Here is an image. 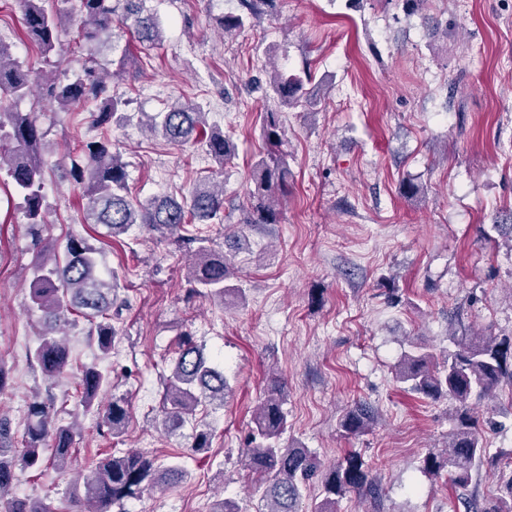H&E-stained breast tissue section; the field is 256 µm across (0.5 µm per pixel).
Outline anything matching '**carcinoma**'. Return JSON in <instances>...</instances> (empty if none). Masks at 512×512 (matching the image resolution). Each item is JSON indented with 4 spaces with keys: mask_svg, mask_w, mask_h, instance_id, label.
Instances as JSON below:
<instances>
[{
    "mask_svg": "<svg viewBox=\"0 0 512 512\" xmlns=\"http://www.w3.org/2000/svg\"><path fill=\"white\" fill-rule=\"evenodd\" d=\"M145 0H77L70 20L77 23L90 51L109 37L114 24L130 30L142 44L154 46L162 41V28L151 14L144 13ZM23 25L42 52L56 49L62 18L48 12L42 0H20ZM276 0H239L241 11L220 18L224 31H239L259 17L262 8L273 9ZM108 71L97 57L89 58L83 73L74 81L43 83L33 81L22 70L10 50L0 40V93L17 98L29 95L33 87L42 96L63 109L99 102L90 113L96 127L121 125L126 119L128 101L112 95L107 82ZM270 87L280 104L288 108L312 103L314 92L305 89L298 75L276 72ZM150 131L174 146L200 138L207 152L219 164L235 156L230 138L216 127L206 126L204 113L191 103L176 102L164 112L147 117ZM263 136L267 157L257 161L252 170L254 188L249 191L250 210L246 223L276 224L280 215V198L288 193V155L281 150L282 138L278 113L263 114ZM45 132L30 113L0 112V167L22 196L21 208L26 218V232L36 244L41 242L47 223L43 206V164L41 146ZM70 174L75 184L84 189V220L101 224L116 238L126 234L135 224H143L161 233L173 234L186 224H209L221 218L224 211V187L214 179L198 180L188 194L176 199L154 197L145 202L132 201L127 192V166L119 152L112 150V140L102 138L85 144L71 159ZM207 239L190 236L182 239L190 253L187 279L188 295L207 294L224 300L242 302L241 288L227 284L233 275L232 256L206 245ZM98 251L85 240L72 238L66 247L65 260L42 255L32 266L29 283L33 306L43 313L44 328L34 359L41 371L55 377L69 362V349L59 337L66 322L64 310L71 308L92 321V335L99 350L107 354L116 336L112 324V306L117 295L112 274L100 267ZM448 351L438 358L422 341L406 340L407 350L395 366V379L404 389L421 398L438 400L448 397L455 402L453 429L448 448L439 452L432 448L423 458L424 470L438 474L448 470L450 483L468 489L485 464L494 461L484 442L483 425L473 403L491 395L498 388L512 386V336H448ZM108 377L92 366L81 375L82 399L89 408ZM229 381L224 369L209 357L191 334L179 338V349L171 373L165 378L162 424L169 430L182 427L197 408L214 402L224 405ZM283 383L274 378L264 398L257 405L254 427L245 452V465L258 475L261 488L258 512H298L302 489L311 480L322 483L323 498L313 512H339L340 499L350 492L376 498L379 487L370 476L362 457L351 454L329 473H324L321 460L302 446L283 447L280 438L287 427L283 411ZM129 418V404L124 397H114L102 416L107 434L123 436ZM24 447L18 458H9L12 436L10 420L0 416V512H54L39 500L3 498L15 479V462L24 469L38 470L44 464V449L51 447L52 464L68 469L74 442L70 426L57 422L50 400L33 399L27 407ZM349 435L369 429L368 411L363 407L350 410L341 421ZM188 478V471L178 463H163L139 450L108 455L96 462L84 477V494L72 498L76 512H127L126 503L145 493L173 488ZM502 493L493 506L480 509L474 499L463 502L465 512H512V462L506 461L497 471Z\"/></svg>",
    "mask_w": 512,
    "mask_h": 512,
    "instance_id": "cac0c4a2",
    "label": "carcinoma"
}]
</instances>
